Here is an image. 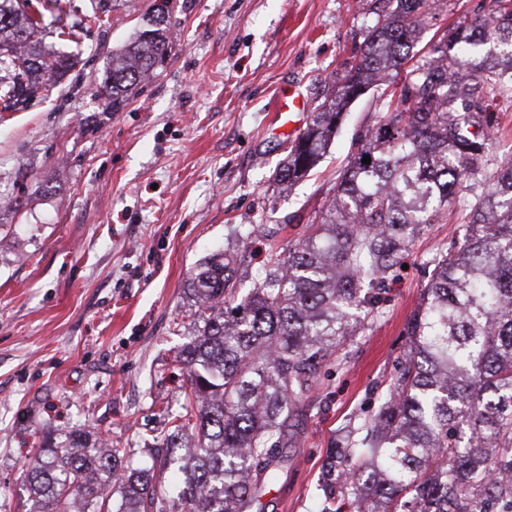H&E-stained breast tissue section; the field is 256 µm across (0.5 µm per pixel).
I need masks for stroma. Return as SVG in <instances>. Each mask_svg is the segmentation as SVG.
<instances>
[{"mask_svg":"<svg viewBox=\"0 0 512 512\" xmlns=\"http://www.w3.org/2000/svg\"><path fill=\"white\" fill-rule=\"evenodd\" d=\"M152 0H121L80 44L55 41L74 68L48 97L0 112V512H27L24 470L38 448L94 429L124 462L151 466L184 401L177 353L193 327L197 262L238 247L249 225L304 236L333 194L359 134L380 106L351 105L309 177L283 193L274 172L290 142L282 90L314 110L354 64L381 0H172V48L118 112L99 94L113 50ZM415 50L492 0H430ZM49 186L33 193L34 184ZM452 224L415 237L380 315L300 406L301 434L265 512H320L329 448L384 390L406 323L429 284L428 261Z\"/></svg>","mask_w":512,"mask_h":512,"instance_id":"1","label":"stroma"}]
</instances>
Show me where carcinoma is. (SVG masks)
I'll return each instance as SVG.
<instances>
[{
    "label": "carcinoma",
    "instance_id": "obj_1",
    "mask_svg": "<svg viewBox=\"0 0 512 512\" xmlns=\"http://www.w3.org/2000/svg\"><path fill=\"white\" fill-rule=\"evenodd\" d=\"M0 0V112H15L72 69L45 36L77 43L115 0ZM444 31L415 59L428 0H388L358 62L336 78L276 171L283 190L324 156L360 90L401 82L339 174L309 232L268 250L242 292L227 253L189 279L195 330L179 353L189 391L151 468L86 430L29 462L28 512H255L287 462L299 405L349 336L374 317L411 239L459 224L429 260L391 385L332 448L320 512H512V160L486 177L494 115L512 95V0ZM170 0L112 53L100 93L116 112L171 50ZM410 67H405V64ZM371 162L362 163L364 157ZM194 447L180 455V443Z\"/></svg>",
    "mask_w": 512,
    "mask_h": 512
}]
</instances>
